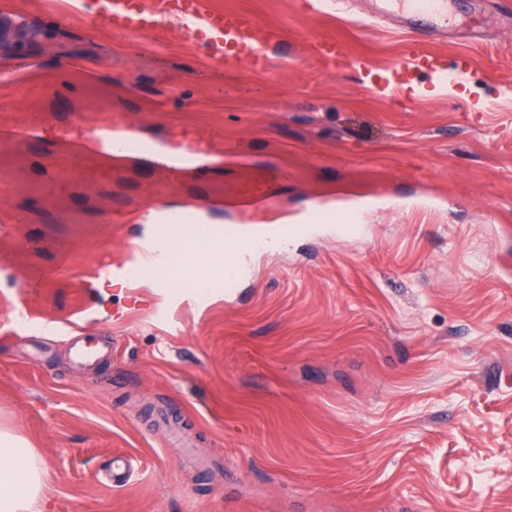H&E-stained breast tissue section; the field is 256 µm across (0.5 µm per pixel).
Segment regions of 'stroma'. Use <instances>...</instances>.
I'll use <instances>...</instances> for the list:
<instances>
[{
    "label": "stroma",
    "instance_id": "stroma-1",
    "mask_svg": "<svg viewBox=\"0 0 512 512\" xmlns=\"http://www.w3.org/2000/svg\"><path fill=\"white\" fill-rule=\"evenodd\" d=\"M209 2L271 31L265 66L113 32L96 0H0V428L38 454L49 512H512V0H454L433 48L471 74L446 98L418 73L410 99L352 67L403 48L397 17L354 23L371 0ZM110 122L204 148V173L91 150ZM152 206L228 241L366 233L289 238L232 293L103 287ZM77 314L111 356L73 362Z\"/></svg>",
    "mask_w": 512,
    "mask_h": 512
}]
</instances>
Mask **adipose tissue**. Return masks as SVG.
<instances>
[{
    "label": "adipose tissue",
    "mask_w": 512,
    "mask_h": 512,
    "mask_svg": "<svg viewBox=\"0 0 512 512\" xmlns=\"http://www.w3.org/2000/svg\"><path fill=\"white\" fill-rule=\"evenodd\" d=\"M43 491V471L34 449L0 432V512H31Z\"/></svg>",
    "instance_id": "ef3b65f1"
}]
</instances>
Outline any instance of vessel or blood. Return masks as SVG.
<instances>
[{
    "mask_svg": "<svg viewBox=\"0 0 512 512\" xmlns=\"http://www.w3.org/2000/svg\"><path fill=\"white\" fill-rule=\"evenodd\" d=\"M448 9V0H380L378 14L403 16L413 38L392 67L374 68L365 58L359 57L353 62L354 69L382 95L399 90L413 93L412 81L423 70L434 75L443 88L463 83L470 74L466 55L448 61L442 54L426 49L428 41L446 37L453 27L454 20ZM95 18L113 30L127 33L163 31L178 19L183 23V32L201 41L212 57L221 58L235 50L246 51L257 63L268 57L270 42L252 14L216 10L209 7L206 0H145L137 9L132 7L130 0H99ZM131 134L130 128L107 125L94 130L92 137L103 148L122 150ZM155 220L167 226V233L136 244L126 258L113 262L107 269H95V276L116 287L127 288L145 273L162 267L172 243V233L189 223L190 218L184 212L163 209L156 214Z\"/></svg>",
    "mask_w": 512,
    "mask_h": 512,
    "instance_id": "1",
    "label": "vessel or blood"
}]
</instances>
